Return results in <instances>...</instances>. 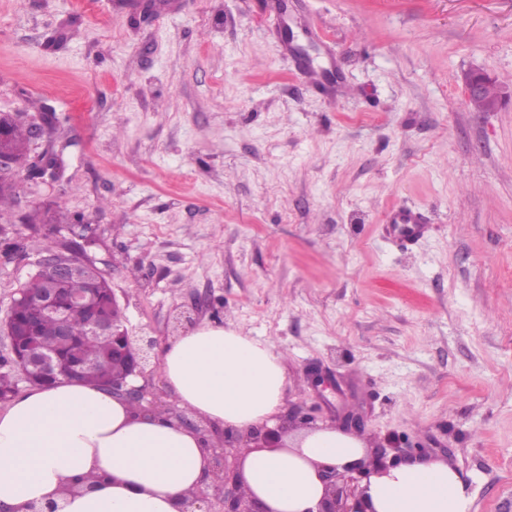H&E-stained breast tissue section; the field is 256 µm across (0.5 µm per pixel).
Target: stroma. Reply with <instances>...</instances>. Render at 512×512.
<instances>
[{
  "label": "stroma",
  "mask_w": 512,
  "mask_h": 512,
  "mask_svg": "<svg viewBox=\"0 0 512 512\" xmlns=\"http://www.w3.org/2000/svg\"><path fill=\"white\" fill-rule=\"evenodd\" d=\"M153 3L0 0V113L53 109L59 159L0 195V321L83 222L131 335L234 325L284 354L285 407L363 413L512 512V99L462 92L512 88V0ZM462 87L468 102L481 101L482 112H494L505 99L512 97L511 89L501 86L496 79L480 68L471 69L464 74ZM384 224L387 237L408 243L421 240L426 232L423 216L419 210L399 208L391 211Z\"/></svg>",
  "instance_id": "1"
}]
</instances>
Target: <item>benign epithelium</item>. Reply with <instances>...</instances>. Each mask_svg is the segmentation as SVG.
<instances>
[{"label":"benign epithelium","instance_id":"obj_1","mask_svg":"<svg viewBox=\"0 0 512 512\" xmlns=\"http://www.w3.org/2000/svg\"><path fill=\"white\" fill-rule=\"evenodd\" d=\"M463 94L467 101L479 100L482 111L494 112L503 101L512 97V90L501 86L496 79L486 71L475 68L463 76ZM37 271L51 276L59 284L71 278L84 277L96 283L104 279L103 273L79 253L71 255L47 254L35 261ZM62 289L56 288L50 294L38 297L30 302V309L34 311L31 317L20 320L10 314L5 319L3 333L9 340L13 364L17 367L23 379L31 384H52L61 378L75 379L82 371V364L72 356L60 354L40 356L27 350H15L16 337L14 332L20 329L37 330L40 320L47 315L57 316L58 330L56 339L60 346L67 347L72 337L66 331L65 322L60 314L64 305L60 302ZM112 318H107L98 312L92 313L89 334L112 330V356L122 362L124 373L112 379L107 385L112 396L119 397L144 413L158 411V406H144L141 404V390L128 382L131 376H141L150 363L156 341L150 336H131L123 326V314L117 300H112ZM315 421L312 416L301 417L298 413L290 411L283 416L278 426L274 428L256 429L247 435L249 440L258 443L260 448H280L281 434L297 425H311ZM334 426L350 434L362 432L366 426L363 415L348 412L339 416ZM396 462V459L387 457L386 449L374 448L368 460H362L352 465L338 469L334 466L323 467L325 496L318 512H367L364 504L365 488L360 481L371 473L382 471ZM211 487L217 493H224V512H257L253 505L242 496L238 484L236 467L228 464L221 456L215 457L212 471Z\"/></svg>","mask_w":512,"mask_h":512}]
</instances>
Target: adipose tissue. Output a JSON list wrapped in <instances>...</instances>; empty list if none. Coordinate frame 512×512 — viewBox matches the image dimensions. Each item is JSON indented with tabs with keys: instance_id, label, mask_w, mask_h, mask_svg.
Here are the masks:
<instances>
[{
	"instance_id": "obj_1",
	"label": "adipose tissue",
	"mask_w": 512,
	"mask_h": 512,
	"mask_svg": "<svg viewBox=\"0 0 512 512\" xmlns=\"http://www.w3.org/2000/svg\"><path fill=\"white\" fill-rule=\"evenodd\" d=\"M161 368L180 406L217 428L244 434L279 422L286 374L267 343L207 323L168 341ZM365 454L356 437L321 427L286 448H239L238 479L257 512H317L321 466ZM212 469L195 431L83 382L31 387L0 412V512L50 501L62 512H178ZM364 500L370 512H474L458 470L433 458L371 474Z\"/></svg>"
}]
</instances>
